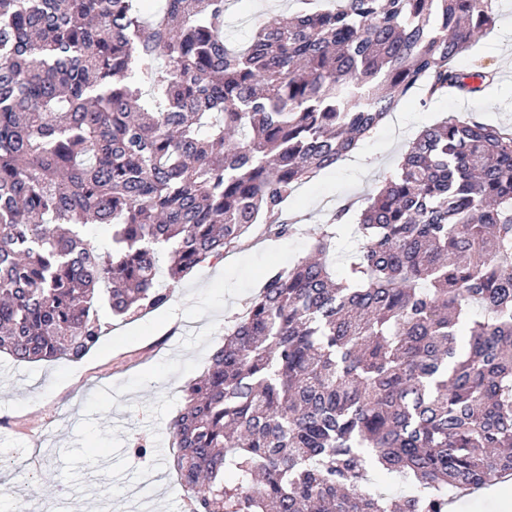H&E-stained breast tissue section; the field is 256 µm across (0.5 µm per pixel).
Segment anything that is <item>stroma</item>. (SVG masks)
I'll return each instance as SVG.
<instances>
[{"label":"stroma","mask_w":512,"mask_h":512,"mask_svg":"<svg viewBox=\"0 0 512 512\" xmlns=\"http://www.w3.org/2000/svg\"><path fill=\"white\" fill-rule=\"evenodd\" d=\"M300 8L299 0H266L262 11L255 0H226L224 36L245 43L263 15ZM493 10V27L460 61L464 68L491 66L493 82L475 93L412 94L398 108L405 137L382 122L361 141L360 156L338 162L288 199L291 235L278 238L254 225L244 246L187 275L166 307L130 321L102 312L104 334L81 361L18 362L0 354V457L10 459L0 475L7 487L23 486L32 451L40 453L46 475L28 494V512L48 504L83 512L90 500L111 504L112 512H188L169 466V423L183 404L180 388L203 371L225 327L259 293L268 272L305 257L314 230L344 204L352 211L338 232L350 239L358 206L397 170L424 127L475 116L512 128V0H495ZM139 437L148 441V458L133 452Z\"/></svg>","instance_id":"1"}]
</instances>
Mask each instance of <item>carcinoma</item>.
<instances>
[{
  "label": "carcinoma",
  "mask_w": 512,
  "mask_h": 512,
  "mask_svg": "<svg viewBox=\"0 0 512 512\" xmlns=\"http://www.w3.org/2000/svg\"><path fill=\"white\" fill-rule=\"evenodd\" d=\"M492 0H326L224 40L225 0H0V353L82 360L160 309L456 60ZM112 227L101 247L84 228ZM336 233L276 268L182 387L192 512H448L512 476V129L431 125ZM374 470L411 492L374 488Z\"/></svg>",
  "instance_id": "carcinoma-1"
}]
</instances>
